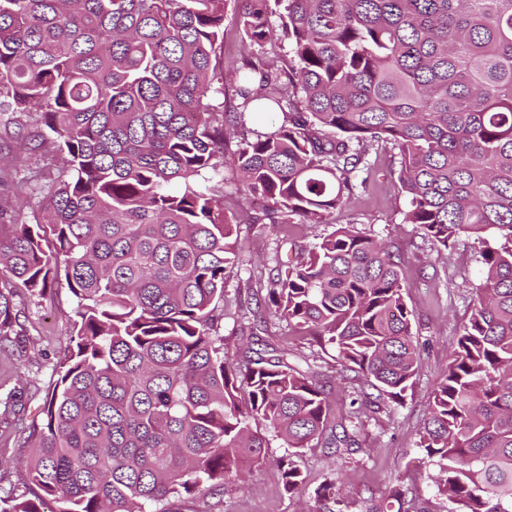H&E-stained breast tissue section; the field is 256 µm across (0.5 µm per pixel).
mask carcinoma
<instances>
[{
  "mask_svg": "<svg viewBox=\"0 0 512 512\" xmlns=\"http://www.w3.org/2000/svg\"><path fill=\"white\" fill-rule=\"evenodd\" d=\"M260 48L224 75V0H0V108L40 114L15 167L52 140L58 176L39 213L0 231V346L19 336L17 285L65 281L73 348L40 419L18 429L26 495L0 512H160L173 496L241 489L272 431L290 494L319 443L346 459L364 419L402 404L420 363L400 261L343 224L269 282L251 346L220 335L239 264L236 218L199 184L224 164L270 223L331 224L370 156L396 155L404 222L437 249L484 243L483 276L419 431L452 512H512V0H237ZM232 96V119L221 97ZM236 141H231V137ZM235 149H230V143ZM271 318L334 346L350 409L307 358L273 345ZM331 475L314 512H349ZM396 487L365 512H413Z\"/></svg>",
  "mask_w": 512,
  "mask_h": 512,
  "instance_id": "carcinoma-1",
  "label": "carcinoma"
}]
</instances>
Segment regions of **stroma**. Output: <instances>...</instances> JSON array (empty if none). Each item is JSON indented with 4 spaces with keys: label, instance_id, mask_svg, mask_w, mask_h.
Instances as JSON below:
<instances>
[{
    "label": "stroma",
    "instance_id": "obj_1",
    "mask_svg": "<svg viewBox=\"0 0 512 512\" xmlns=\"http://www.w3.org/2000/svg\"><path fill=\"white\" fill-rule=\"evenodd\" d=\"M372 163L366 191L351 198L337 213L336 222L356 225L390 241L399 254L421 361L402 405L366 420L360 434L358 463L342 467L346 475L344 492L353 500L369 495L382 499L393 486H409L419 492V504L426 512H448L447 501L434 493L436 468L417 446L418 430L440 373L457 345L466 316L463 297L480 280L481 245L469 239L446 252L424 243L420 229L404 221L408 201L395 188L396 158L381 152L373 156ZM206 187L223 195L226 207L238 219L242 250L238 267L225 283L220 329L227 346L235 349L250 339L249 312L266 294L267 281L275 272L276 255H287L293 249L308 251L321 235L331 232L332 226L298 223L285 234L279 225L260 224L263 207L253 203L237 172L227 167ZM76 309L75 298L63 285L54 286L45 297L23 299L19 322L26 346L21 351L11 346L0 348V395L11 391L19 395L9 422H0L1 488L20 493L26 487L28 451L16 445L15 429L38 413L52 381V368L70 344ZM269 334L275 344L297 348L318 367L331 390L328 424L336 426L348 411L349 400L341 390L335 349L319 345L308 330L285 321H272ZM283 453L280 441L271 440L267 462L253 468L244 488L218 498L174 497L165 504L167 512H308L314 505V491L333 467L334 459L321 446L304 453L299 464L306 477L305 492L292 497L283 490L276 466Z\"/></svg>",
    "mask_w": 512,
    "mask_h": 512
}]
</instances>
